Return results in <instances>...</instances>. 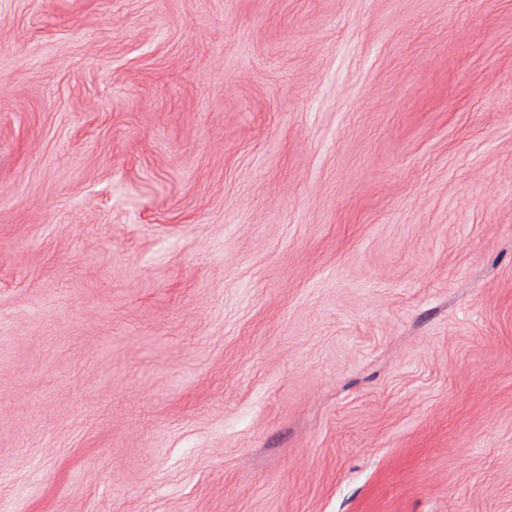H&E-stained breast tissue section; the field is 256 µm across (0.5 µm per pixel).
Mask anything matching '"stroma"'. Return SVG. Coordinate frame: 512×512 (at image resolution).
<instances>
[{"mask_svg":"<svg viewBox=\"0 0 512 512\" xmlns=\"http://www.w3.org/2000/svg\"><path fill=\"white\" fill-rule=\"evenodd\" d=\"M0 512H512V0H0Z\"/></svg>","mask_w":512,"mask_h":512,"instance_id":"stroma-1","label":"stroma"}]
</instances>
